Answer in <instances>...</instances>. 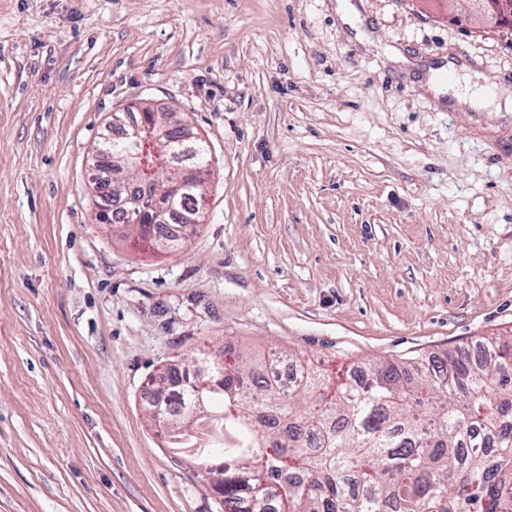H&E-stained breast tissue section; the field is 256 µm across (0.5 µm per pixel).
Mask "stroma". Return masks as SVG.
Returning <instances> with one entry per match:
<instances>
[{
    "label": "stroma",
    "instance_id": "1",
    "mask_svg": "<svg viewBox=\"0 0 512 512\" xmlns=\"http://www.w3.org/2000/svg\"><path fill=\"white\" fill-rule=\"evenodd\" d=\"M512 26L437 0H0V512H222L144 390L249 348L331 379L512 338ZM152 99L210 148L177 252L100 224L89 161ZM447 67L448 71L455 72L459 75L462 81H464V84H460L458 81L456 85L448 86V90L446 91L433 83H427V90L432 92L436 97L442 96L444 93L448 92V104L452 105L454 101L459 98L460 93L463 92L469 96L477 112H512V104L510 105L508 102H505L504 105L501 103H493L487 94L486 87L489 85L496 86L495 81L485 77L483 78L484 85H470L468 82L469 67L465 63L448 58Z\"/></svg>",
    "mask_w": 512,
    "mask_h": 512
}]
</instances>
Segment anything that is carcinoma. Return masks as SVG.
I'll return each instance as SVG.
<instances>
[{
    "label": "carcinoma",
    "mask_w": 512,
    "mask_h": 512,
    "mask_svg": "<svg viewBox=\"0 0 512 512\" xmlns=\"http://www.w3.org/2000/svg\"><path fill=\"white\" fill-rule=\"evenodd\" d=\"M124 141L102 145L91 162L89 186L100 172L129 176ZM143 174L178 149L164 134L141 144ZM207 145L198 141L194 164L200 181L176 200L187 216L200 213L209 174ZM148 204L126 226L156 252L179 250L178 234L150 223ZM485 354L448 351L428 363L376 359L368 384H340L300 362L299 381L284 391L266 374L269 357L240 352L212 362L210 378L224 387L189 390L181 409L168 411V448L211 467L224 458V512H512V342L482 340ZM173 363L155 389L166 403L168 382L191 377Z\"/></svg>",
    "instance_id": "obj_1"
}]
</instances>
